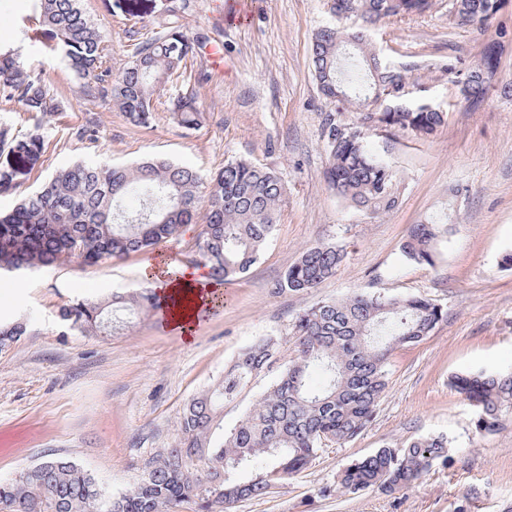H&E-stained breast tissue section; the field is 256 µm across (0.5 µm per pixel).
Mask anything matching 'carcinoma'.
<instances>
[{"mask_svg": "<svg viewBox=\"0 0 512 512\" xmlns=\"http://www.w3.org/2000/svg\"><path fill=\"white\" fill-rule=\"evenodd\" d=\"M498 0H448L459 22L484 30L496 17ZM432 0H333L331 11L356 23L326 26L311 46L313 76L334 111L322 136L328 149V187L350 206L385 213L399 201L396 172L368 148L379 133L427 137L444 122L408 70L382 60L370 48L367 32L386 20L422 14ZM33 19L51 32L48 54L67 62L89 91L126 121L143 126L152 118L155 96L186 71L195 42L183 31L178 14L162 33L139 44L135 59L112 74L102 36L85 14L81 0H36ZM496 56L486 47L467 68V107L479 108L496 71ZM0 99L16 101L41 118L62 111L39 73L27 68L18 51L0 47ZM173 122L197 128L206 121L193 92L177 96ZM19 153L42 146L40 134L23 139L0 125V147ZM284 183L273 170L240 159L211 175L163 158L131 165L108 160L76 162L55 171L32 191L21 194L10 213L0 214V272L33 271L78 260L93 266L112 257L148 252L176 238L186 224L199 225L191 246L193 261L209 267L222 282L246 274L278 223ZM439 229L415 224L403 244L416 264L434 262ZM347 256L333 243L301 250L274 285V293H308L335 276ZM161 308L151 291L107 300L78 301L59 318L83 333L112 331V313ZM442 307L420 295L355 292L318 302L298 313L293 335L297 355L277 370L275 380L254 406L218 441L224 403L234 400L249 380L272 368L276 342L259 338L243 349L224 376L183 409L180 436L150 462L155 477L143 478L119 496L107 494L90 472L65 458L39 463L41 470L0 481V512H234L236 504L262 499L307 469L325 443L356 439L373 421L387 389L392 352L419 343L444 318ZM25 326L0 321V346L17 341ZM448 386L474 408L478 434L496 432L512 414V371L460 370ZM443 435L417 438L402 448H379L346 467L336 487L358 494L378 489L392 495L422 479L448 460Z\"/></svg>", "mask_w": 512, "mask_h": 512, "instance_id": "cac0c4a2", "label": "carcinoma"}]
</instances>
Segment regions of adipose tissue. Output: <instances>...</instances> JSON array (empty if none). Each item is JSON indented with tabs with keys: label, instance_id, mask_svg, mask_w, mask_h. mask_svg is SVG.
I'll list each match as a JSON object with an SVG mask.
<instances>
[{
	"label": "adipose tissue",
	"instance_id": "adipose-tissue-1",
	"mask_svg": "<svg viewBox=\"0 0 512 512\" xmlns=\"http://www.w3.org/2000/svg\"><path fill=\"white\" fill-rule=\"evenodd\" d=\"M145 277L151 284L162 287L166 294L174 296L176 304L170 311L171 325L182 334H189L196 323L198 311L215 289L207 272L196 267H182L174 271L168 265L160 264L150 267Z\"/></svg>",
	"mask_w": 512,
	"mask_h": 512
}]
</instances>
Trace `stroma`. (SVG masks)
Instances as JSON below:
<instances>
[{
	"mask_svg": "<svg viewBox=\"0 0 512 512\" xmlns=\"http://www.w3.org/2000/svg\"><path fill=\"white\" fill-rule=\"evenodd\" d=\"M180 21L200 46L187 58L190 82L160 92L149 125L129 124L81 81L51 59L50 31L33 20L34 0H0V45L20 50L40 72L61 114L38 122L21 104L0 101V122L39 128L41 148L25 159L0 151V213L21 192L58 168L101 157L130 164L163 157L201 173L244 158L275 170L285 184L279 221L255 265L241 279L217 286L211 307L199 312L191 338L167 314L119 312L111 334H84L62 325L61 307L77 298L129 295L145 288L146 263L188 265L197 225L147 254L78 262L0 275V319H18L26 332L0 352V481L50 457L89 470L109 494L133 488L150 462L179 438L185 405L208 389L238 353L260 337L278 341L276 365L296 355L292 324L308 305L352 291L414 293L440 305L445 318L417 345L395 350L388 387L376 416L354 441L324 448L305 471L271 495L240 504L237 512H512V423L492 434L474 430V410L448 386L469 367H512V43L502 44L495 79L481 107L458 99L449 58H479L500 27L512 29V7L485 32L473 31L434 0L421 15L374 28L370 42L389 62L406 67L425 87L445 122L431 138L379 134L369 145L400 178L397 207L372 214L350 207L326 187L328 154L321 136L332 107L312 76L315 32L335 18L326 0H82L107 46L113 72L133 60L137 40L158 32L178 5ZM223 55L222 65L208 56ZM193 89L205 124L185 129L167 111L170 96ZM97 137L78 138L87 119ZM415 224H443L434 265L406 259L402 245ZM332 242L348 255L336 275L315 291L277 294L272 287L301 249ZM275 378L261 372L224 406L221 429L237 424ZM430 434L452 440L447 464L434 466L392 495L370 489L321 496L352 462L378 448L402 447Z\"/></svg>",
	"mask_w": 512,
	"mask_h": 512,
	"instance_id": "35a3bbf8",
	"label": "stroma"
}]
</instances>
